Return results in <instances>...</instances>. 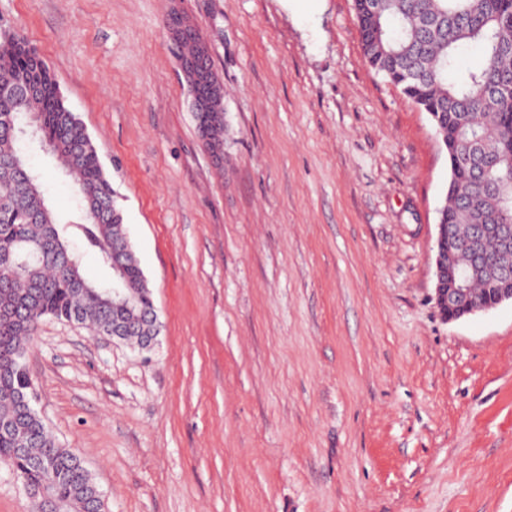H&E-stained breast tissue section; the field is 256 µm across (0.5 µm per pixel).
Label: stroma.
<instances>
[{"mask_svg":"<svg viewBox=\"0 0 512 512\" xmlns=\"http://www.w3.org/2000/svg\"><path fill=\"white\" fill-rule=\"evenodd\" d=\"M174 7L224 86L219 160ZM13 33L86 126L162 324L146 351L51 317L30 342L105 512H512V306L438 309L448 155L352 0H0ZM30 162L71 218L56 160ZM193 22V21H192ZM195 25V23L193 22ZM177 8H173L166 19V28L170 41L178 48L176 61L178 68L185 79L192 96L191 109L192 112L198 113L195 116L196 127L209 126L213 113L208 111L215 99L223 96L224 91L215 78L213 70L203 64L204 60L209 59V51L206 42L199 36L195 42L192 53H184L179 50L184 37L190 32L197 30ZM207 85L210 89V96L202 98L196 95L195 89L198 86Z\"/></svg>","mask_w":512,"mask_h":512,"instance_id":"1","label":"stroma"}]
</instances>
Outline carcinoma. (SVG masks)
<instances>
[{"instance_id":"carcinoma-1","label":"carcinoma","mask_w":512,"mask_h":512,"mask_svg":"<svg viewBox=\"0 0 512 512\" xmlns=\"http://www.w3.org/2000/svg\"><path fill=\"white\" fill-rule=\"evenodd\" d=\"M356 0L355 16L370 67L423 112L448 157L463 163L452 171L446 223L472 235L481 224L497 222L512 204V0ZM480 50L479 61L457 77L458 52ZM40 85L32 97L0 99V355H23L42 318L72 319L112 335L126 327V341L155 338L157 313L152 294L132 250L112 252L126 236L124 217L112 184L78 115L58 92L54 74L24 36L0 39V85ZM12 113L38 116L39 149L56 158L72 181L78 216L61 221L52 209L42 174L29 163ZM95 252L103 266L119 265L116 281L94 282L82 271V251ZM453 266L483 293L500 279L493 269L476 268L466 256ZM125 289L131 303L100 294ZM28 375L14 364L9 381L0 379V463L30 487L46 488L66 512H104L97 484L77 453L58 447L38 415H23L18 396Z\"/></svg>"}]
</instances>
